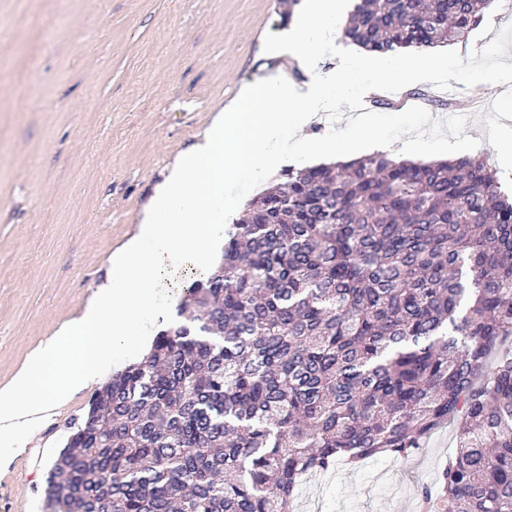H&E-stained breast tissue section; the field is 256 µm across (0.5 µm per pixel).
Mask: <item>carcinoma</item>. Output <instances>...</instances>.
Listing matches in <instances>:
<instances>
[{
	"label": "carcinoma",
	"instance_id": "1",
	"mask_svg": "<svg viewBox=\"0 0 512 512\" xmlns=\"http://www.w3.org/2000/svg\"><path fill=\"white\" fill-rule=\"evenodd\" d=\"M496 0H358L370 52L466 42ZM224 230L184 322L70 427L47 512H289L308 472L459 419L437 512H512V199L484 160L284 173Z\"/></svg>",
	"mask_w": 512,
	"mask_h": 512
}]
</instances>
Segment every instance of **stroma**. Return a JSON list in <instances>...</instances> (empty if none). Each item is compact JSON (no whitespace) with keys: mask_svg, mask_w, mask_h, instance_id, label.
Returning <instances> with one entry per match:
<instances>
[{"mask_svg":"<svg viewBox=\"0 0 512 512\" xmlns=\"http://www.w3.org/2000/svg\"><path fill=\"white\" fill-rule=\"evenodd\" d=\"M288 0H0V389L82 316L109 258L138 228L174 159L243 84L278 69L267 33ZM433 118L467 115L473 156L512 193V83L416 84ZM92 389L54 407L0 469V512H44L47 478ZM456 425L410 456L338 464L306 479L293 512H423L456 453Z\"/></svg>","mask_w":512,"mask_h":512,"instance_id":"1","label":"stroma"}]
</instances>
